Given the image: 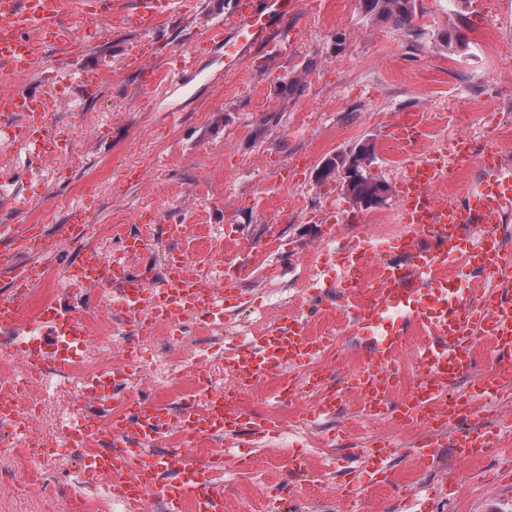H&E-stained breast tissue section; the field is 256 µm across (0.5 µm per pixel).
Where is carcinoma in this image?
<instances>
[{
  "label": "carcinoma",
  "instance_id": "cac0c4a2",
  "mask_svg": "<svg viewBox=\"0 0 512 512\" xmlns=\"http://www.w3.org/2000/svg\"><path fill=\"white\" fill-rule=\"evenodd\" d=\"M364 17L369 22L390 23L410 35H421V28L415 25L417 0H362ZM440 45L453 51L468 45L463 32V18L459 11L448 21L439 38ZM375 156V145L365 141L350 149L347 154H336L324 165L319 181L332 177L342 183L345 194L356 205L375 207L382 202L380 191L388 189V184L367 174Z\"/></svg>",
  "mask_w": 512,
  "mask_h": 512
}]
</instances>
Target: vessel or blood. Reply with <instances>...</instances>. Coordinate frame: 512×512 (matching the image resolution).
I'll use <instances>...</instances> for the list:
<instances>
[{
    "label": "vessel or blood",
    "mask_w": 512,
    "mask_h": 512,
    "mask_svg": "<svg viewBox=\"0 0 512 512\" xmlns=\"http://www.w3.org/2000/svg\"><path fill=\"white\" fill-rule=\"evenodd\" d=\"M175 4L132 0L131 14L148 26L169 16ZM301 6V0H237L230 19L211 23L204 39L176 55L172 64L148 65L153 44L147 38L128 44L124 60L142 86L157 90L195 73L206 54L223 53L224 68L230 71L268 49L287 52L297 37L294 21ZM67 7L68 0H0V73L25 70L38 40L59 32ZM107 67L104 60L94 69L72 65L55 70L52 78L75 83L88 95ZM45 110L41 94L0 88V118L8 119L13 142L33 141L53 155L58 142L42 120ZM472 165L480 175L465 180ZM398 192L400 220L414 228V235L381 249L367 240L351 246L333 282L347 302V324L365 348L364 361L345 371L343 384L358 398V422L380 419L422 429L415 456L423 464L435 461L442 443L462 461L493 455L500 446L502 419L483 418L466 427L460 421L472 408L486 412L512 395V381L481 373L475 355L476 341L484 337L499 361L512 363V249L503 231L504 222L512 219V165L499 145L478 148L459 136L449 142L442 161L424 154L407 162ZM90 213L86 203L71 205L51 233L41 224L20 231L0 226V238L22 240L26 253L21 260L10 249L0 250V273L11 281L8 292L0 293V334L27 332L21 358L39 381L65 373L74 356L90 346L92 330L84 310L112 306L114 326L141 336L161 320L177 327L205 314L220 323L225 308L239 303L240 272L258 257L254 249L225 251L228 273L213 288L188 277L183 255L174 251L168 252L161 276L148 269L137 274L130 259L147 250L148 240L139 234L123 237L111 253H104L94 241ZM67 242L78 246L71 264L63 255ZM64 264L87 289L79 304L57 299L33 304L45 269ZM363 287L372 289L374 298L355 303V291ZM410 325L421 335L415 358L426 376L401 397L397 355ZM334 344V337L311 333L307 320L294 315L238 346L230 359L239 378L237 392H210L204 407L174 409L153 400L126 399L131 371L107 367L82 380L87 407L82 416L67 421L61 436H39L18 407L3 398L0 428L25 448L72 449L84 481L102 485L104 496L122 504L124 512H224L222 463L196 462L189 449L206 439L277 437L281 419L250 417L241 400L243 393L270 381L278 401L295 396L301 385L315 391L311 420L335 416L336 393L326 386L324 370L311 367ZM107 409L112 421L103 432L98 418ZM174 427L181 432L182 446L163 450ZM393 448L387 441L368 453L365 471L387 477Z\"/></svg>",
    "instance_id": "vessel-or-blood-1"
}]
</instances>
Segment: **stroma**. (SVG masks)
<instances>
[{
  "mask_svg": "<svg viewBox=\"0 0 512 512\" xmlns=\"http://www.w3.org/2000/svg\"><path fill=\"white\" fill-rule=\"evenodd\" d=\"M202 8L175 14L154 26L158 58L191 48L206 27L228 18L234 0H202ZM415 37L388 23L367 22L360 0H320L304 6L298 36L288 54L273 51L242 61L219 84L211 72L224 59L201 60L200 74L165 95L140 87L135 72L122 64L128 42L140 39L133 20H92L68 11L67 39L40 48L36 70L5 76L18 90L41 93L46 115L62 154L46 157L37 146L0 145V190L17 205L0 204V224L62 223L68 207L88 199L91 219L100 226L102 246L129 233L151 228L149 249L134 258L137 266L161 267L165 253L178 250L192 273L219 276L224 251L232 245H259L274 274L244 272L240 286L251 307L224 316L211 329L197 316L187 332L171 331L152 344L156 354L190 362L223 359L230 337L246 339L257 321L274 323L295 312L310 288L311 257L328 251L319 217L340 225L337 245L351 240L389 243L398 234L395 188L409 154L393 138L404 118L422 122L426 152L447 148L464 133L479 145L494 143L512 160V0H417ZM467 18V47L448 51L438 37L453 9ZM108 60L109 74L97 93L75 98L71 89L49 80L51 67H92ZM305 72L301 93L281 97L279 87ZM363 140L375 145L370 174L391 188L386 200L364 210L352 203L337 181L317 182L320 163ZM178 215L187 230L169 236L166 220ZM344 314L327 312L311 329L336 331L334 357L325 370L360 363L351 336L343 334ZM301 392L288 405H274L267 394L248 396L251 416L277 413L286 429L273 443L242 437L226 452L224 497L230 512H275L272 491L288 485L301 500V512H399L398 490L442 486L448 468L458 473L452 497L435 499L432 512H512V484L493 483L505 454L479 462H453L439 448L437 462L421 465L412 452L419 430L406 431L384 421L350 433L354 396H346L335 417L293 429V417L307 407ZM390 439L397 452L386 482L362 479V455L370 442ZM307 459L305 473L294 458ZM39 480H32L31 470ZM360 475L354 499L343 486ZM54 512H73L82 502L90 512H120L101 488L83 484L71 457L62 455L29 465L16 452L0 456V512H40L43 501Z\"/></svg>",
  "mask_w": 512,
  "mask_h": 512,
  "instance_id": "35a3bbf8",
  "label": "stroma"
}]
</instances>
